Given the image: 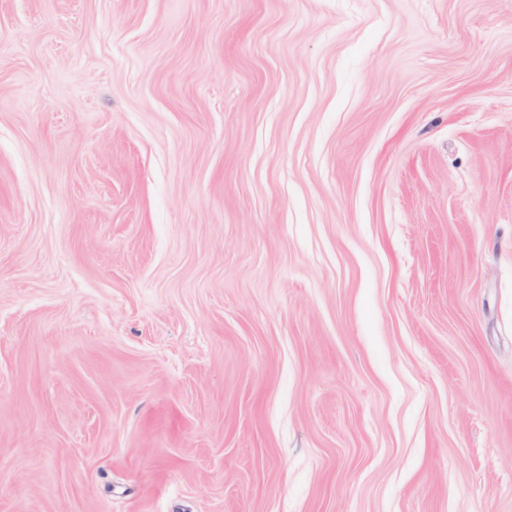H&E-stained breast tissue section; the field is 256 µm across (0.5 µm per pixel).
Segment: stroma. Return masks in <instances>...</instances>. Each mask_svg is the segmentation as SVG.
I'll use <instances>...</instances> for the list:
<instances>
[{"mask_svg": "<svg viewBox=\"0 0 512 512\" xmlns=\"http://www.w3.org/2000/svg\"><path fill=\"white\" fill-rule=\"evenodd\" d=\"M0 512H512V0H0Z\"/></svg>", "mask_w": 512, "mask_h": 512, "instance_id": "obj_1", "label": "stroma"}]
</instances>
